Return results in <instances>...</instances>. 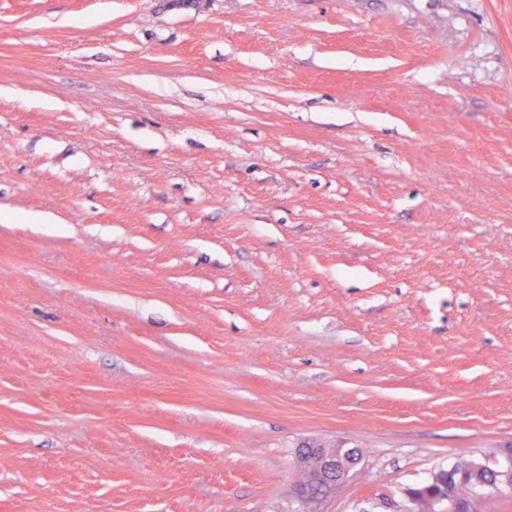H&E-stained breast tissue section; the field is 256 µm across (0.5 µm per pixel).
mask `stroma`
Masks as SVG:
<instances>
[{"mask_svg": "<svg viewBox=\"0 0 512 512\" xmlns=\"http://www.w3.org/2000/svg\"><path fill=\"white\" fill-rule=\"evenodd\" d=\"M307 440L325 512L512 460V0H0V512H288ZM302 448H315L316 451L304 452ZM336 458V466L341 474L350 475L361 461V457L353 448H344L341 444L314 443L301 445L297 448L293 458V470L295 481L292 488L306 489L308 486L320 480L322 476L323 458L327 461V467L334 468L333 458ZM322 455V456H321ZM323 457V458H322Z\"/></svg>", "mask_w": 512, "mask_h": 512, "instance_id": "stroma-1", "label": "stroma"}]
</instances>
